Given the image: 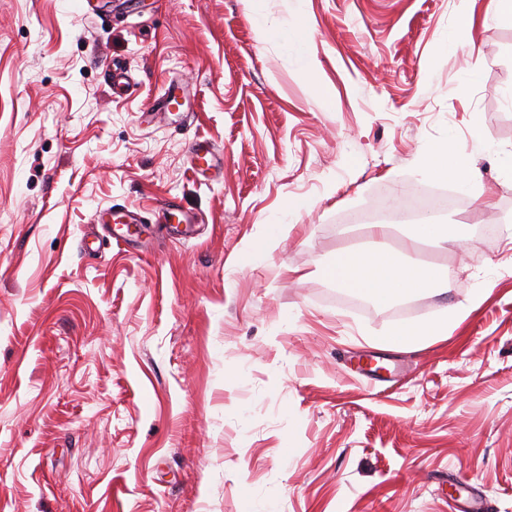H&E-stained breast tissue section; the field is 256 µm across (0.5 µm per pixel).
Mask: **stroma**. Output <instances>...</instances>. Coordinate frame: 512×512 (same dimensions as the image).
<instances>
[{
    "mask_svg": "<svg viewBox=\"0 0 512 512\" xmlns=\"http://www.w3.org/2000/svg\"><path fill=\"white\" fill-rule=\"evenodd\" d=\"M488 6L0 0V512H512V24ZM172 84L188 112L144 121ZM449 141L474 187L439 214L472 238L433 251L447 291L353 304L322 270L366 239L345 215L389 224ZM477 291L447 335L378 343Z\"/></svg>",
    "mask_w": 512,
    "mask_h": 512,
    "instance_id": "obj_1",
    "label": "stroma"
}]
</instances>
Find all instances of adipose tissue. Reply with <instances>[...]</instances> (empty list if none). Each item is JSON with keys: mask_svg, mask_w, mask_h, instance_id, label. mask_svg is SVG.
<instances>
[{"mask_svg": "<svg viewBox=\"0 0 512 512\" xmlns=\"http://www.w3.org/2000/svg\"><path fill=\"white\" fill-rule=\"evenodd\" d=\"M424 173L434 179L454 181L462 188L470 184V175L461 156L448 144L434 148ZM448 240L447 225L431 217L425 223L410 225L402 251H345L325 265L323 272L336 285L356 290L383 306L424 288H447V268L421 262L418 250L421 243L439 245ZM479 300V295H472L468 303L459 304L451 312L423 324L393 325L382 335L381 341L391 347H401L447 335L449 321L466 315Z\"/></svg>", "mask_w": 512, "mask_h": 512, "instance_id": "ef3b65f1", "label": "adipose tissue"}]
</instances>
